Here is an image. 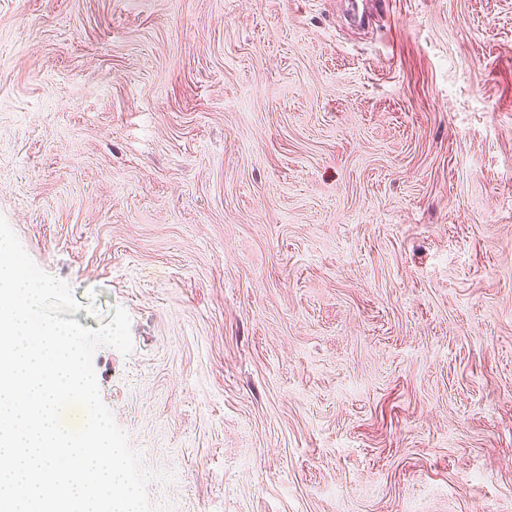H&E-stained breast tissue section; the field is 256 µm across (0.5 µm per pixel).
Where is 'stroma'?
I'll return each mask as SVG.
<instances>
[{"mask_svg":"<svg viewBox=\"0 0 512 512\" xmlns=\"http://www.w3.org/2000/svg\"><path fill=\"white\" fill-rule=\"evenodd\" d=\"M0 0V217L170 512H512V0Z\"/></svg>","mask_w":512,"mask_h":512,"instance_id":"35a3bbf8","label":"stroma"}]
</instances>
